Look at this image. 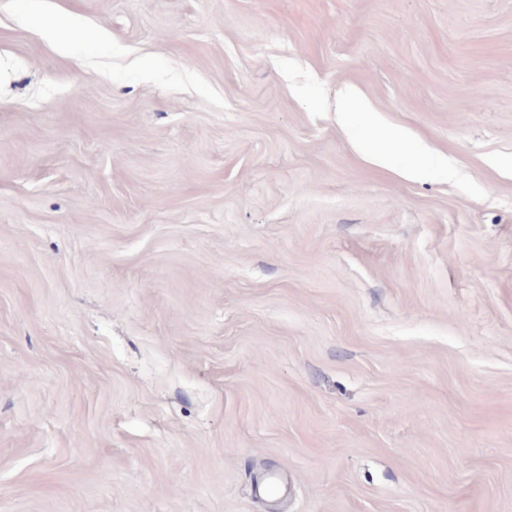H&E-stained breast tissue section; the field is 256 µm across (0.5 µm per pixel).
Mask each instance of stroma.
Returning a JSON list of instances; mask_svg holds the SVG:
<instances>
[{"label": "stroma", "instance_id": "1", "mask_svg": "<svg viewBox=\"0 0 512 512\" xmlns=\"http://www.w3.org/2000/svg\"><path fill=\"white\" fill-rule=\"evenodd\" d=\"M0 512H512V0H0Z\"/></svg>", "mask_w": 512, "mask_h": 512}]
</instances>
